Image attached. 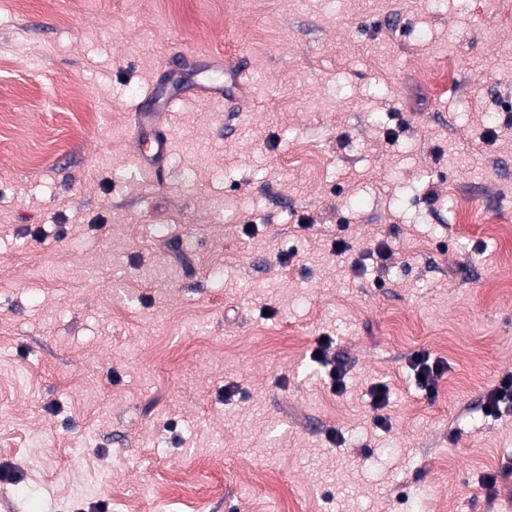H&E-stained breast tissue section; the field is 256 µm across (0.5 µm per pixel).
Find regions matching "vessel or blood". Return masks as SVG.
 Here are the masks:
<instances>
[{"mask_svg":"<svg viewBox=\"0 0 512 512\" xmlns=\"http://www.w3.org/2000/svg\"><path fill=\"white\" fill-rule=\"evenodd\" d=\"M242 76V70H225L224 85H202L193 88L191 94L201 99H215L221 97L225 86L228 85L236 91H246L247 85ZM178 101V96L172 95L163 100L160 111H135L131 134L135 147V162L139 169L154 174L161 170L166 162L170 153L169 136L160 131L159 118L161 113L173 111Z\"/></svg>","mask_w":512,"mask_h":512,"instance_id":"vessel-or-blood-1","label":"vessel or blood"}]
</instances>
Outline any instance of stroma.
<instances>
[{
  "instance_id": "1",
  "label": "stroma",
  "mask_w": 512,
  "mask_h": 512,
  "mask_svg": "<svg viewBox=\"0 0 512 512\" xmlns=\"http://www.w3.org/2000/svg\"><path fill=\"white\" fill-rule=\"evenodd\" d=\"M510 103L512 0H0V512H512ZM176 94L165 98L160 109L154 112L135 110L132 139L135 147V162L139 169L156 174L161 170L170 153L169 136L159 131V118L166 112H172L176 104L183 99ZM153 130L152 136L149 130ZM317 345L310 351V360L324 370L326 384L336 394H341L345 387L346 364L336 355L331 337L324 336L318 339ZM318 352V356H315ZM409 367L414 371V376L419 387L427 396L435 397L437 394V381L444 373L446 366L440 360L432 359L426 352H418L409 359ZM422 374L424 380L419 379ZM485 411L488 415L497 416L505 410L512 408V372L502 376L498 385H495L487 394ZM503 407V408H502Z\"/></svg>"
}]
</instances>
